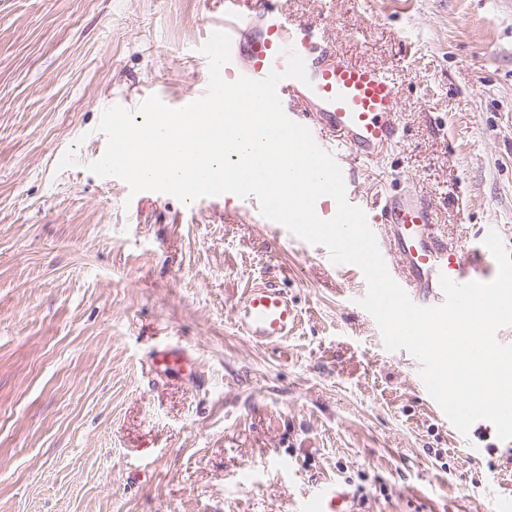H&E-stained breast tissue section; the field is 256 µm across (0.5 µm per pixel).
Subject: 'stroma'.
<instances>
[{
  "mask_svg": "<svg viewBox=\"0 0 512 512\" xmlns=\"http://www.w3.org/2000/svg\"><path fill=\"white\" fill-rule=\"evenodd\" d=\"M401 78V127L348 161L366 207L411 188L441 231L512 254V0H282ZM223 0H0V512H296L320 479L357 512H493L512 447L473 444L383 345L362 273L227 193L183 204L99 177L103 111L205 89ZM284 286L288 341L242 336L252 279ZM161 343L194 358L155 373Z\"/></svg>",
  "mask_w": 512,
  "mask_h": 512,
  "instance_id": "35a3bbf8",
  "label": "stroma"
}]
</instances>
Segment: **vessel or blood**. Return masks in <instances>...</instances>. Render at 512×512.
I'll return each instance as SVG.
<instances>
[{
	"label": "vessel or blood",
	"instance_id": "b4317fda",
	"mask_svg": "<svg viewBox=\"0 0 512 512\" xmlns=\"http://www.w3.org/2000/svg\"><path fill=\"white\" fill-rule=\"evenodd\" d=\"M212 30L231 37V60L222 69L225 80H255L284 71L290 54L304 61L308 79L286 78L277 94L284 112L306 126L316 144L337 162L348 157L376 160L399 133L400 82L382 68L357 64L338 53L329 29L315 20L288 15L278 0H224V19ZM370 230L387 226L392 254L387 268L417 305L443 302L440 276L463 284L487 282L498 271L484 242L448 244L436 231L430 202L416 194L391 196L376 214H367ZM235 324L249 341L277 344L292 335L298 310L278 285L260 280L244 289L235 305ZM182 349L156 348L152 364L166 372L184 366ZM353 495L333 480L320 481L299 503L297 512H356Z\"/></svg>",
	"mask_w": 512,
	"mask_h": 512
}]
</instances>
